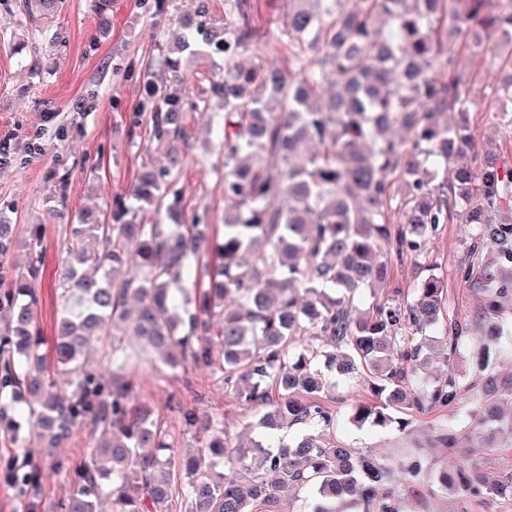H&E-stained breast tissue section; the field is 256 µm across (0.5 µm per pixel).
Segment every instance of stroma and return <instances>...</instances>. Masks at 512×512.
Masks as SVG:
<instances>
[{"instance_id":"35a3bbf8","label":"stroma","mask_w":512,"mask_h":512,"mask_svg":"<svg viewBox=\"0 0 512 512\" xmlns=\"http://www.w3.org/2000/svg\"><path fill=\"white\" fill-rule=\"evenodd\" d=\"M258 36L242 50L243 65L260 64L288 70V39L280 16L285 0H250ZM192 0H112L99 15L95 0H65L48 23L29 21L22 0H0V133H13L6 158L0 159V219L15 227L16 245L5 263L23 271L42 260L36 283L37 327L52 338L62 301L56 287L61 260L69 244L70 226L85 211L109 210L113 199L126 195L143 165L160 158L151 134L149 114L141 105L148 74L158 72L167 48L182 38L181 15ZM196 64L185 83L169 84L170 92L199 101L189 112V144L185 146L178 188L185 213H206L213 232L224 231V129L222 101L211 84L224 61L205 43L193 45ZM512 65V43L495 38L470 54L465 71L466 118L478 150L512 162V134L496 128L497 105L490 94L501 72ZM41 147L30 155L29 144ZM470 225L461 218L443 225L428 238L419 257L398 258L388 252V278L382 293L411 290L418 279L416 263L435 266L447 296L448 310L475 323L479 296L460 269L469 260ZM139 395L155 409L174 458L202 447L206 435L186 429L178 404L194 408L200 419L221 415L234 444L261 439L258 415L226 390L210 370H142ZM323 401L336 412L331 432L338 446L360 448L392 458L400 435L396 430L356 428L349 423L351 407L370 399L362 377L328 375ZM22 420L15 447L0 445V512H62L71 491L68 470L89 460V428L77 425L71 439L46 450L27 404L17 408ZM32 472L39 489L23 495L7 467ZM405 512H512V502L475 503L468 508L442 491L408 494Z\"/></svg>"}]
</instances>
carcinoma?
<instances>
[{
  "instance_id": "carcinoma-1",
  "label": "carcinoma",
  "mask_w": 512,
  "mask_h": 512,
  "mask_svg": "<svg viewBox=\"0 0 512 512\" xmlns=\"http://www.w3.org/2000/svg\"><path fill=\"white\" fill-rule=\"evenodd\" d=\"M226 2L217 24L198 0L184 15L186 38L163 59L183 81L194 34L224 53V78L212 94L224 100V194L236 207L224 216L223 237L212 239L210 225L199 222L169 233L134 222L145 204L177 210L168 194L181 171L178 144L189 140L184 98L150 83L146 105L153 137L168 146L166 163L140 172L111 215L89 213L72 226L58 278L64 308L51 342L36 328L39 266L0 277L12 311L0 336V398L10 399L0 404V441H17L10 405L28 396L39 400L32 415L47 450L76 425L90 428L94 452L71 477L65 512H99L103 495L112 512H169L175 485L186 512H258L288 488L312 491L299 512H403L407 493L433 485L463 504L512 501V470L489 483L468 463L481 450L512 447V375L491 373L507 351L499 335L512 318V218L503 217L512 213V164L470 158L466 121H439L468 111L465 49L480 45L487 30L512 41V12L502 0H354L351 8L344 0H287L293 69L284 73L238 63L257 32L249 0ZM59 4L24 0L23 9L45 21ZM491 93L512 133V70ZM460 211L473 225L470 253L493 254L479 272L460 271L482 294L483 339L473 340L466 322L441 321L444 288L431 266L413 298L357 312L356 292L385 281L382 246L400 259L418 256ZM207 254L191 308L189 297L179 298L182 283ZM129 299L138 303L132 317ZM118 330L145 346H111L112 377L102 381L93 369L97 343ZM469 344L489 395L474 409L451 367ZM152 353L171 369L191 364L220 375L240 402L263 410L258 426L267 440L233 446L224 418L201 423L183 408L185 426L208 438L174 463L132 378ZM324 368L367 379L376 402L355 405L351 421L402 430L398 468L325 438L336 412L322 401ZM61 370L75 378L59 396L52 388ZM448 406L471 422L465 444L455 427H434L435 441L458 456L451 473L434 469L399 417ZM297 425L306 432L295 440L273 439Z\"/></svg>"
}]
</instances>
